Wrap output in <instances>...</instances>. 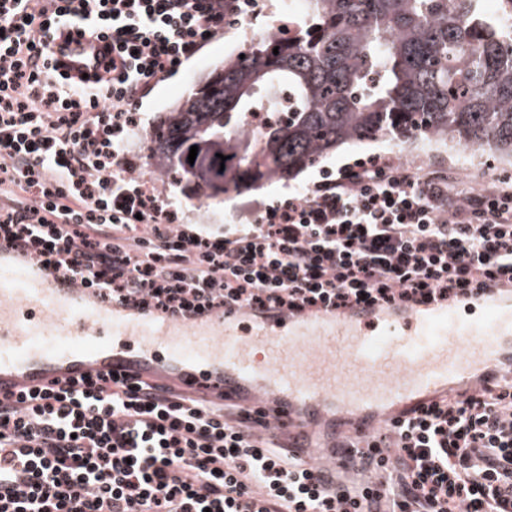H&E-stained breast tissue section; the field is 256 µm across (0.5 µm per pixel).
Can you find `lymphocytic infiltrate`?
I'll return each mask as SVG.
<instances>
[{"label":"lymphocytic infiltrate","mask_w":512,"mask_h":512,"mask_svg":"<svg viewBox=\"0 0 512 512\" xmlns=\"http://www.w3.org/2000/svg\"><path fill=\"white\" fill-rule=\"evenodd\" d=\"M232 0H0V249L103 301L190 320L453 301L512 285V189L375 158L227 233L182 224L126 154L143 96L223 30ZM112 42L77 93L50 16ZM326 480L247 407L136 377L0 394V512H512V382L431 402Z\"/></svg>","instance_id":"1"}]
</instances>
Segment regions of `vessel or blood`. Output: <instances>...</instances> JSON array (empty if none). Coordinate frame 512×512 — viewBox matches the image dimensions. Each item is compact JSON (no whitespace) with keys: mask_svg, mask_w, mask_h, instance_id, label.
I'll list each match as a JSON object with an SVG mask.
<instances>
[{"mask_svg":"<svg viewBox=\"0 0 512 512\" xmlns=\"http://www.w3.org/2000/svg\"><path fill=\"white\" fill-rule=\"evenodd\" d=\"M50 51L58 72L92 81L112 56L107 39L77 31ZM112 373L246 401L254 418L287 427L301 462L326 449L333 472L343 433L362 441L432 400L477 391L483 377L512 381V291L492 284L453 307L362 304L307 323L239 308L183 322L98 301L0 253V391Z\"/></svg>","mask_w":512,"mask_h":512,"instance_id":"b4317fda","label":"vessel or blood"}]
</instances>
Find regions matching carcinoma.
<instances>
[{
    "label": "carcinoma",
    "mask_w": 512,
    "mask_h": 512,
    "mask_svg": "<svg viewBox=\"0 0 512 512\" xmlns=\"http://www.w3.org/2000/svg\"><path fill=\"white\" fill-rule=\"evenodd\" d=\"M299 26L297 39L224 59L158 118L146 159L171 189L222 201L377 136L512 157V26L482 0H307ZM282 86L288 124L248 132L250 111Z\"/></svg>",
    "instance_id": "obj_1"
}]
</instances>
